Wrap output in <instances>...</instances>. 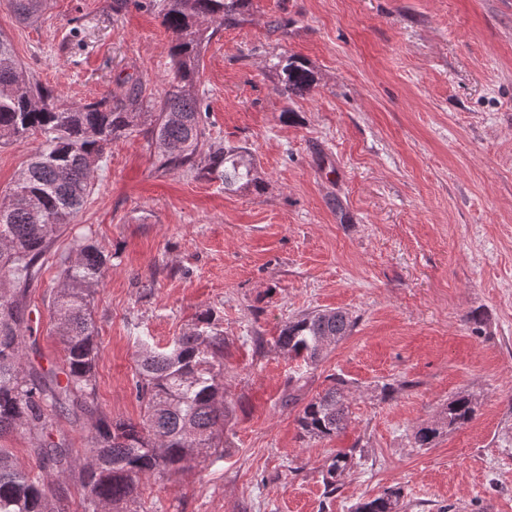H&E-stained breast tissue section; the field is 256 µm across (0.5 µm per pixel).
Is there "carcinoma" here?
<instances>
[{
  "label": "carcinoma",
  "instance_id": "obj_1",
  "mask_svg": "<svg viewBox=\"0 0 512 512\" xmlns=\"http://www.w3.org/2000/svg\"><path fill=\"white\" fill-rule=\"evenodd\" d=\"M44 0H11L17 17L39 21ZM249 0H150L171 33L173 83L164 98L143 111L141 93L115 102L82 105L59 102L41 85L0 35V142L41 138L20 170L13 192L0 199V435H29L39 469L57 478L78 471L85 489L83 512H127L142 480L176 473L218 449L228 404L224 399V332L210 310L200 312L173 342L161 349L141 343L135 373L141 421L99 415L83 435L85 453L73 455L67 437L52 440L53 412L83 406L95 392L97 328L91 300L101 285L109 257L82 239L60 260V280L50 301L54 331L66 352L65 383L42 381L28 369L24 346L29 330L26 292L38 278L41 258L89 195L106 149L145 122L163 171L187 167L200 178L219 179L224 189L257 187L252 159L244 150L214 146L201 128V100L192 92L205 45L214 36L209 24L235 23ZM289 95H303L315 84L312 71L289 55L274 64ZM353 327L343 310H314L288 322L277 339L280 350L306 366L318 364L328 346ZM345 382L338 380L303 407L298 424L309 438H327L345 429ZM475 416L468 394L450 400L439 425L420 427L419 448L428 447L443 428L456 429ZM350 453H336L325 483L332 486L349 466ZM397 489L360 502L354 512H400ZM0 512H62L59 490L40 474L19 468L0 448Z\"/></svg>",
  "mask_w": 512,
  "mask_h": 512
}]
</instances>
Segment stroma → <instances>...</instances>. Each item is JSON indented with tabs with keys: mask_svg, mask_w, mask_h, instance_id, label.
<instances>
[{
	"mask_svg": "<svg viewBox=\"0 0 512 512\" xmlns=\"http://www.w3.org/2000/svg\"><path fill=\"white\" fill-rule=\"evenodd\" d=\"M45 0L0 33L65 102L169 89L171 35L129 0ZM313 71L284 93L273 64ZM205 137L245 148L259 189L158 170L147 126L109 146L91 193L27 291L25 361L63 379L49 299L83 238L108 254L93 301V406L139 421V340L168 346L206 309L227 342L224 446L142 481L130 512H352L389 488L403 512H512V0H251L194 88ZM340 309L355 326L314 367L283 326ZM346 382L348 424L301 437V405ZM294 404H284L285 395ZM468 394L476 415L431 447L415 429ZM358 449L338 480L325 472ZM274 67L282 79L284 91L289 95H304L315 84L312 71L294 55L279 59Z\"/></svg>",
	"mask_w": 512,
	"mask_h": 512,
	"instance_id": "stroma-1",
	"label": "stroma"
}]
</instances>
